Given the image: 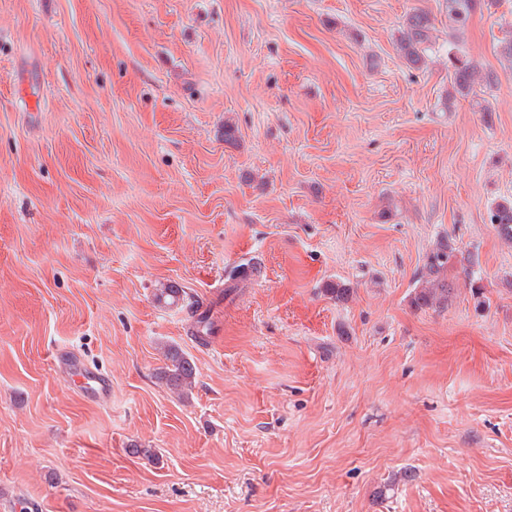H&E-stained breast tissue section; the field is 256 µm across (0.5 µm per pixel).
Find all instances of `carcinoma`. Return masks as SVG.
<instances>
[{
    "label": "carcinoma",
    "mask_w": 512,
    "mask_h": 512,
    "mask_svg": "<svg viewBox=\"0 0 512 512\" xmlns=\"http://www.w3.org/2000/svg\"><path fill=\"white\" fill-rule=\"evenodd\" d=\"M448 19L452 28H464L471 13L481 5V0H447ZM434 23L428 12L415 9L410 12L396 37V47L400 57L407 66L419 69L425 62V52L431 43ZM453 72L451 82L460 92L470 91L475 83L480 81L489 86L494 81L491 72L483 73L478 67L467 59H456L452 63ZM489 223L495 226L499 237L512 243V201L504 199L490 207L488 212ZM474 265V259L467 257L459 259V251L452 245L442 242L431 251L419 273V286L417 287L413 303L418 308L446 307L453 288L448 283V271L456 268L462 261ZM165 367L159 372V379L166 386L177 392H184L192 387L196 379L194 364L179 350L178 347L168 345L164 348Z\"/></svg>",
    "instance_id": "carcinoma-1"
}]
</instances>
